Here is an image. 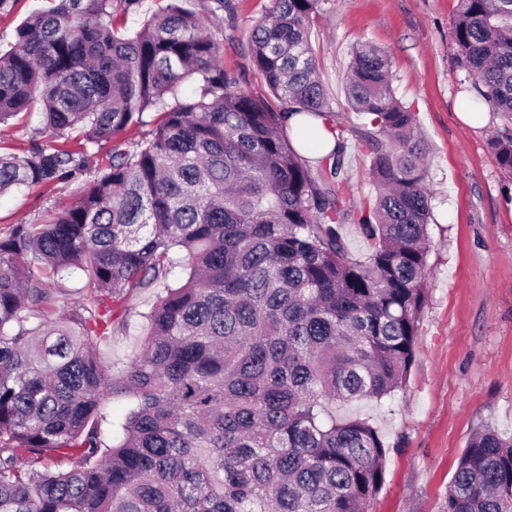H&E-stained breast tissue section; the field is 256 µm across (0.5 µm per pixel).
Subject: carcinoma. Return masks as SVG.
<instances>
[{
    "instance_id": "cac0c4a2",
    "label": "carcinoma",
    "mask_w": 512,
    "mask_h": 512,
    "mask_svg": "<svg viewBox=\"0 0 512 512\" xmlns=\"http://www.w3.org/2000/svg\"><path fill=\"white\" fill-rule=\"evenodd\" d=\"M188 2L130 33L114 0H46L0 54V123L36 108L52 132L83 131L77 151L0 154V193L94 173L51 223L0 236V512H367L383 484L382 436L336 406L394 394L415 360L432 213L416 113L387 55L356 44L345 93L375 196L355 208L309 39L327 0H272L253 25L274 106L208 32L235 21L232 0ZM452 36L469 106L511 120L512 0H458ZM148 110L155 127L122 139ZM294 114L323 120L328 155L297 150ZM488 147L512 174V133ZM77 270L83 298L63 312ZM155 288L140 352L115 371L106 331ZM115 394L136 403L110 444ZM442 512H512V434L472 435Z\"/></svg>"
}]
</instances>
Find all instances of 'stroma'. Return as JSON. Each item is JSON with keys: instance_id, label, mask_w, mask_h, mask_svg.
Masks as SVG:
<instances>
[{"instance_id": "35a3bbf8", "label": "stroma", "mask_w": 512, "mask_h": 512, "mask_svg": "<svg viewBox=\"0 0 512 512\" xmlns=\"http://www.w3.org/2000/svg\"><path fill=\"white\" fill-rule=\"evenodd\" d=\"M234 26H223L224 63L241 87L266 95L249 46L252 26L271 0H233ZM457 0H330L310 41L333 107L347 128L353 203L373 196L370 159L352 133L344 75L356 42L389 56L397 98L418 115L433 192L429 227L427 304L409 381L381 401L337 408L376 427L388 448L385 479L369 512H441L456 463L472 433L492 426L512 432V176L498 167L489 138L511 126L482 111L472 124L459 114L468 95L454 63L452 20ZM79 130L43 133L38 114L0 124V152L16 156L31 144L73 150ZM82 174L57 188L33 186L0 195V234L16 224H45L79 199ZM153 295L130 298L128 328L101 346L116 365L139 350Z\"/></svg>"}]
</instances>
